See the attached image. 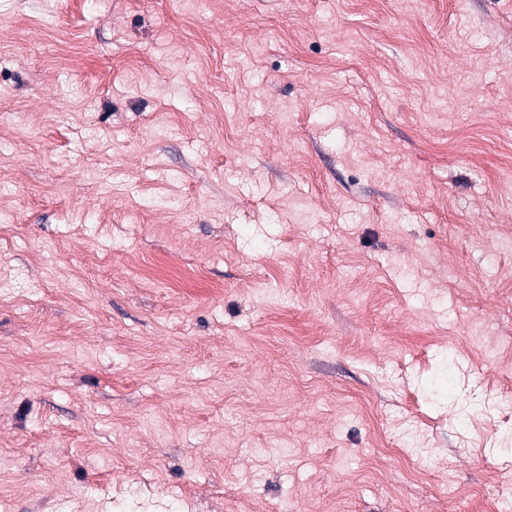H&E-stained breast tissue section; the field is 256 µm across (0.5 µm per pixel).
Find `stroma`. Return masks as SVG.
I'll return each mask as SVG.
<instances>
[{
  "label": "stroma",
  "mask_w": 512,
  "mask_h": 512,
  "mask_svg": "<svg viewBox=\"0 0 512 512\" xmlns=\"http://www.w3.org/2000/svg\"><path fill=\"white\" fill-rule=\"evenodd\" d=\"M512 0H0V512L512 499Z\"/></svg>",
  "instance_id": "1"
}]
</instances>
